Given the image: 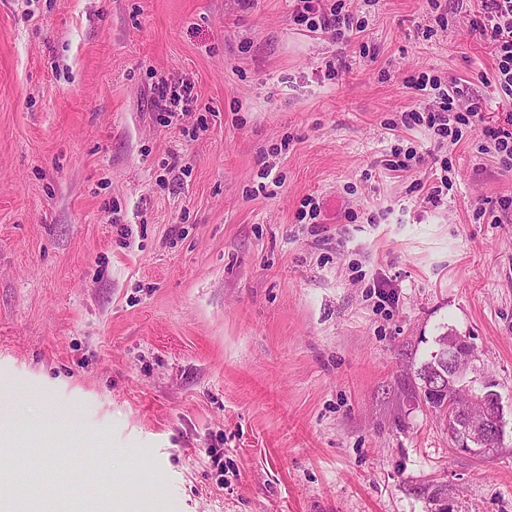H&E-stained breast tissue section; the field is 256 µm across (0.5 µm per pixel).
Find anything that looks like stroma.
I'll list each match as a JSON object with an SVG mask.
<instances>
[{
	"mask_svg": "<svg viewBox=\"0 0 512 512\" xmlns=\"http://www.w3.org/2000/svg\"><path fill=\"white\" fill-rule=\"evenodd\" d=\"M346 0H0V490L86 512H512V168L464 130L389 129L406 78L466 82L477 8ZM191 85L164 126L156 84ZM420 165L391 171L392 147ZM448 173L437 207L422 198ZM319 204L299 220L303 199ZM388 281L394 303L373 295ZM475 355L504 439L458 451L417 372ZM292 14L297 25L309 31H332L337 40H343L346 31H353L352 17L343 9L344 0H296ZM327 2V3H323ZM330 2V3H329Z\"/></svg>",
	"mask_w": 512,
	"mask_h": 512,
	"instance_id": "1",
	"label": "stroma"
}]
</instances>
